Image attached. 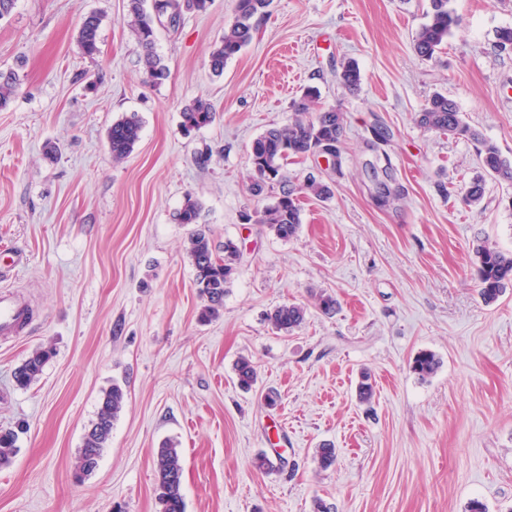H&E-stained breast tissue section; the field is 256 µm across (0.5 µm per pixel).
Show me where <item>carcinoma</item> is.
Segmentation results:
<instances>
[{
  "label": "carcinoma",
  "mask_w": 512,
  "mask_h": 512,
  "mask_svg": "<svg viewBox=\"0 0 512 512\" xmlns=\"http://www.w3.org/2000/svg\"><path fill=\"white\" fill-rule=\"evenodd\" d=\"M145 0H127L128 15L131 18L138 44L143 51V62L147 77L157 82L166 77V68L154 52L156 25L167 18L170 27L179 25L182 13L186 11V0H162L161 6L150 11L144 6ZM272 0H237L233 20L224 28V37L210 55L211 70L221 75L224 64L236 56L253 39L257 21L262 18ZM460 19L448 10V0H431L429 20L417 32L414 50L425 60H431L447 43L452 27ZM101 17L91 13L82 20L78 43L82 53L90 58L99 53V29ZM341 85L353 92L360 85V71L353 61L347 62L338 74ZM20 77L13 70L0 71V110L7 108L16 94ZM319 91L307 89L299 102L291 122L284 127L267 129L251 144L249 161L251 165V190L254 195L263 193L267 184L278 181L281 185L279 197L260 211L259 222L281 240L294 238L301 224V208L298 193L305 192L318 198L332 196L331 186L314 177H308L300 187H293L282 180V162L290 156L303 158L324 143L333 146L334 157L340 158V146L345 133V116L340 110L317 106ZM182 126L185 131L199 130L209 125L214 118L211 103L197 98L186 105L182 112ZM420 127L456 137L466 138L479 145L478 154L485 171L491 176L512 180V162L502 157L498 148L482 138L464 120L457 103L442 95L435 94L422 106L417 115ZM141 125L134 117L122 118L114 123L108 132L112 160L119 162L127 158L140 138ZM201 204L197 198L187 195L177 211L175 220L179 224H196ZM186 254L194 270V284L197 293L204 300L199 313L200 321L208 322L219 316L224 307V296L229 292L237 273L238 248L231 240L224 241L223 254L216 252L213 241L203 227L193 230L187 241ZM472 263L476 269L479 293L486 304L498 300L507 287L512 286V254L508 255L485 241L473 248ZM306 310L295 303L279 305L268 314L274 328L290 333L299 328L305 320ZM53 351L42 348L27 358L14 370V382L21 389L28 388L38 380L44 366L52 358ZM439 360L435 353L421 350L413 358L412 371L425 379L437 370ZM238 385L249 390L257 380V368L248 357H241L235 364ZM360 402L368 403L373 397L370 375L362 372L357 385ZM126 398L125 387L115 381L103 391L96 419L87 430L78 451L73 477L81 482L91 475L98 466L103 449L112 433V426L123 410ZM19 431L0 428V467L10 465L18 453ZM315 459L319 467L329 468L336 460V448L323 443L316 449ZM155 495L160 512H184L182 494L181 453L176 446L165 443L157 449L154 457Z\"/></svg>",
  "instance_id": "cac0c4a2"
}]
</instances>
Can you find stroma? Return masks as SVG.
Instances as JSON below:
<instances>
[{"label": "stroma", "mask_w": 512, "mask_h": 512, "mask_svg": "<svg viewBox=\"0 0 512 512\" xmlns=\"http://www.w3.org/2000/svg\"><path fill=\"white\" fill-rule=\"evenodd\" d=\"M127 0H16L0 18V70L19 89L0 110V290L33 311L29 329L0 339V427L25 424L13 463L0 469V512H159L154 452L181 450L185 512H512V288L479 295L472 245L512 252V180L486 177L479 204L461 190L482 172L476 146L418 126L442 93L512 160V0H448L460 18L436 58L413 40L430 0H273L252 42L222 75L209 55L236 0H209L157 31L162 83L144 74ZM102 18L100 52L83 55L80 24ZM355 61L357 91L337 78ZM316 87L348 116L341 164L289 160L293 183L330 182L331 198L301 197L297 236L275 238L257 217L278 187L253 196L249 147L288 125ZM208 100L213 122L185 133L183 107ZM137 116L140 139L112 160L107 131ZM387 144L372 147L373 127ZM209 160L199 164L197 156ZM387 185L395 197L379 206ZM215 245L233 240L239 269L220 315L203 305L174 220L186 195ZM337 300L326 315L314 296ZM306 309L301 328L276 331L274 307ZM54 350L39 380L13 370ZM429 350L438 370L410 364ZM252 358L242 391L233 366ZM374 385L360 403L361 371ZM123 384L126 405L95 471L72 468L103 389ZM275 392L268 405L265 395ZM330 443L336 462L320 468ZM270 454L275 468L256 470ZM439 363L440 361L435 353L429 350H422L413 358L411 369L420 379H426L434 374Z\"/></svg>", "instance_id": "1"}]
</instances>
